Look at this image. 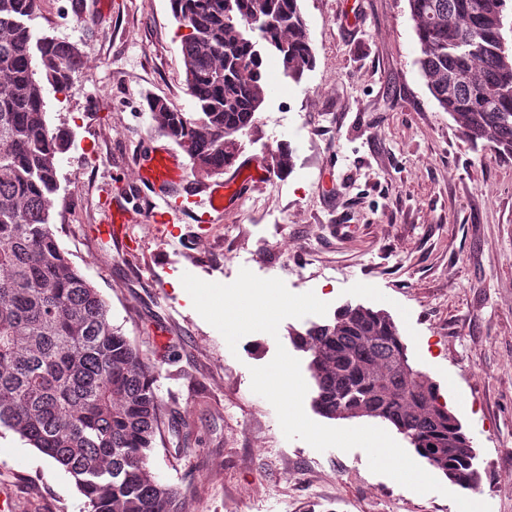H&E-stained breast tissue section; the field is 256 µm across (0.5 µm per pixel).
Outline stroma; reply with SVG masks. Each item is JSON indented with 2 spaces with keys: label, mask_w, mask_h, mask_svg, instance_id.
I'll return each instance as SVG.
<instances>
[{
  "label": "stroma",
  "mask_w": 512,
  "mask_h": 512,
  "mask_svg": "<svg viewBox=\"0 0 512 512\" xmlns=\"http://www.w3.org/2000/svg\"><path fill=\"white\" fill-rule=\"evenodd\" d=\"M300 5L315 65L295 82L264 55L266 102L224 175L268 167L273 152L290 166L243 190L204 230L184 217L168 231L147 222L151 192L138 179L142 158L173 146L148 99L193 109L169 0H41L32 22L36 35L75 43L96 63L74 74L69 94L44 92L50 125L72 134L51 221L113 325L148 358L165 408L189 423L181 449L162 427L150 467L187 512H458L441 494L371 472L362 449L320 452L284 437L250 370L280 344L308 365L293 336L314 316L232 350L173 287L186 273L229 284L245 267L314 292L333 312L387 313L477 451L481 481L466 498L512 512V156L467 142L432 97L408 0ZM259 197L278 214L280 239L258 224ZM113 207L125 213L132 249L95 234ZM228 224L240 227L230 239ZM340 224L351 225L348 237ZM0 489L17 512L86 509L68 475L9 431L0 433Z\"/></svg>",
  "instance_id": "1"
}]
</instances>
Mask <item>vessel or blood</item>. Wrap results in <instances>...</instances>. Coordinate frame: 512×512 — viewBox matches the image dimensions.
Masks as SVG:
<instances>
[{
  "mask_svg": "<svg viewBox=\"0 0 512 512\" xmlns=\"http://www.w3.org/2000/svg\"><path fill=\"white\" fill-rule=\"evenodd\" d=\"M139 174L142 181L161 190L163 209L150 211L148 215L149 222L153 224L171 223L175 213L187 210L191 205L198 209V222H211L213 214L223 213L225 205L231 204L243 188L271 177L270 172L262 168L241 178L209 185L203 197L191 202L175 191L176 185L185 177V166L175 154L168 151L151 153L141 165Z\"/></svg>",
  "mask_w": 512,
  "mask_h": 512,
  "instance_id": "1",
  "label": "vessel or blood"
}]
</instances>
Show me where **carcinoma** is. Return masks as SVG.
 <instances>
[{
    "label": "carcinoma",
    "instance_id": "cac0c4a2",
    "mask_svg": "<svg viewBox=\"0 0 512 512\" xmlns=\"http://www.w3.org/2000/svg\"><path fill=\"white\" fill-rule=\"evenodd\" d=\"M481 2L479 15L473 4ZM40 0H0V433L13 432L55 461L85 497L87 512H184L178 493L149 465L162 401L144 354L112 325L100 292L69 261L51 223L57 157L71 134L47 121L43 85L73 88L83 69L76 44L36 37L29 22ZM509 0H408L430 94L471 144L512 155V56L500 52ZM193 27L181 40L185 91L194 111L150 103L164 135L187 153L190 169L224 173V131H251L266 99L259 32L281 71L296 81L314 53L299 0H170ZM297 333L310 354L313 404L334 419L358 402L365 417L394 426L420 456L455 442L434 468L466 473L475 459L461 423L429 413L437 388L420 370L390 366L402 337L394 323L353 313ZM365 369L357 380L351 365ZM395 397L379 399L376 386Z\"/></svg>",
    "mask_w": 512,
    "mask_h": 512
}]
</instances>
